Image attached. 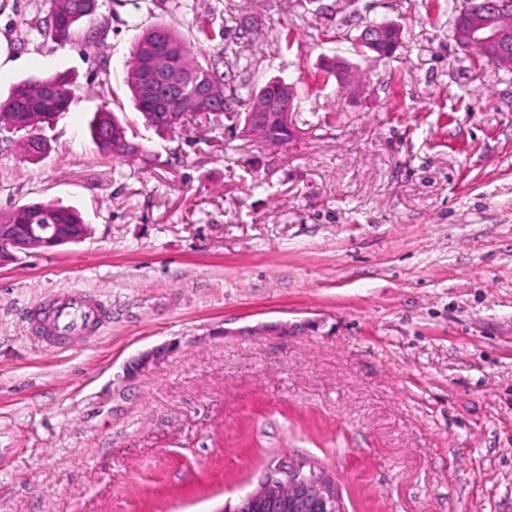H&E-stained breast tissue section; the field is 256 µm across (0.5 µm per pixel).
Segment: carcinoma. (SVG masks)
Wrapping results in <instances>:
<instances>
[{
	"instance_id": "obj_1",
	"label": "carcinoma",
	"mask_w": 512,
	"mask_h": 512,
	"mask_svg": "<svg viewBox=\"0 0 512 512\" xmlns=\"http://www.w3.org/2000/svg\"><path fill=\"white\" fill-rule=\"evenodd\" d=\"M96 0H53L52 10L46 21L45 34L65 44L74 27L91 14ZM377 29L374 38L384 47L389 56L395 47L387 46L388 32L383 21H368ZM159 38L168 42L175 50L179 61L181 77L185 84L192 85L200 80L211 79L222 90V96L210 104L181 103L171 109V113L156 111V104L144 99L140 84L142 65L152 44ZM224 54L230 56L225 63L227 71L219 73L217 68L203 67L195 60L186 40L169 26L159 23L145 29L133 49L131 61L126 69V85L136 110L143 122L157 134L171 135L186 125L183 114L195 116L214 112L248 114L260 108L265 97H274L282 91L281 81L270 79L257 87L253 81L256 68L248 57L227 43ZM70 75L55 73L32 77L13 84L8 97L0 102V123L30 134L37 132L38 126L55 118L66 110L70 102ZM89 136L100 153L125 160H146L148 152L144 146L127 136V128L113 113L103 110L95 113L88 125ZM48 150L42 139L26 138L22 145L23 154L38 159ZM8 224H82L79 212L69 206L51 202H34L23 205V210L13 209L7 216Z\"/></svg>"
}]
</instances>
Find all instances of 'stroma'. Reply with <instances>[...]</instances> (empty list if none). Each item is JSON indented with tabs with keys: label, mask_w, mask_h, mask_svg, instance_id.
<instances>
[{
	"label": "stroma",
	"mask_w": 512,
	"mask_h": 512,
	"mask_svg": "<svg viewBox=\"0 0 512 512\" xmlns=\"http://www.w3.org/2000/svg\"><path fill=\"white\" fill-rule=\"evenodd\" d=\"M466 3L97 0L60 46L51 0H0V100L73 75L44 159L0 125V218L90 226L0 268V512H219L300 458L345 512H512V70L457 45ZM373 19L391 56L353 49ZM158 22L202 66L231 40L306 86L287 144L146 127L123 72ZM334 56L363 91L325 81ZM104 108L152 162L98 152ZM75 293L102 323L45 346L32 308Z\"/></svg>",
	"instance_id": "1"
}]
</instances>
